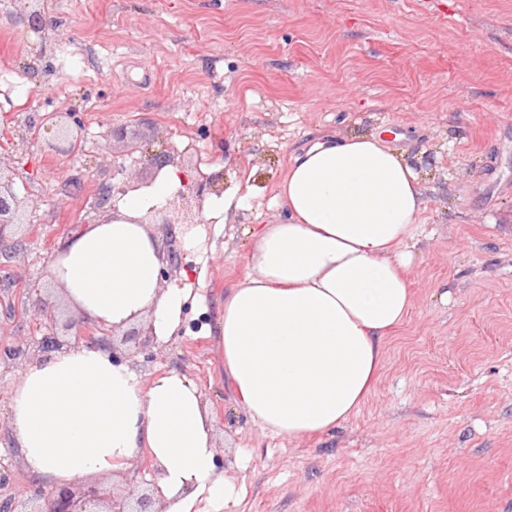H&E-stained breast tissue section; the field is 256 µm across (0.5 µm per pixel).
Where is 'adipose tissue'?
Instances as JSON below:
<instances>
[{
	"label": "adipose tissue",
	"mask_w": 512,
	"mask_h": 512,
	"mask_svg": "<svg viewBox=\"0 0 512 512\" xmlns=\"http://www.w3.org/2000/svg\"><path fill=\"white\" fill-rule=\"evenodd\" d=\"M181 185L166 167L108 218L59 240L47 276L74 312L107 329L148 320L161 343L176 334L189 291L163 287L167 251L148 218ZM278 198L288 218L256 229L249 274L216 308V339L254 423L289 438L325 435L367 401L389 335L410 311L406 245L422 232L424 191L381 138L322 136L293 156ZM8 428L0 455L47 490L127 470L144 454L165 512L240 496L215 468L196 382L173 369L141 384L99 346L73 343L28 364Z\"/></svg>",
	"instance_id": "obj_1"
}]
</instances>
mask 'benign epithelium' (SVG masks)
Instances as JSON below:
<instances>
[{
    "label": "benign epithelium",
    "instance_id": "obj_1",
    "mask_svg": "<svg viewBox=\"0 0 512 512\" xmlns=\"http://www.w3.org/2000/svg\"><path fill=\"white\" fill-rule=\"evenodd\" d=\"M38 128L45 129L52 135L49 146L52 150L67 154L81 139L83 123L75 112L47 113L39 121H31ZM172 152H162L152 158L154 169L148 179H137L132 175V167L136 160L132 154L112 156V176H121L118 182L103 186L106 194H112V202H117L129 192L146 187L156 179L159 171L174 162ZM221 178L220 174L205 177L203 175L183 183V189L177 197L187 196L191 206L197 211H203L206 188ZM19 201L14 188V179L0 168V247L15 236L14 226L18 220ZM126 339L138 345L139 349H147L156 345L152 327L141 324L125 333ZM30 343L21 337L0 344V368H12L20 361L28 358ZM151 493L135 496V491L104 493L94 488L89 494L77 497L69 488L47 493L41 489L8 496L0 499V512H163V508L151 509L152 504L161 501L162 495L158 485L150 483Z\"/></svg>",
    "mask_w": 512,
    "mask_h": 512
}]
</instances>
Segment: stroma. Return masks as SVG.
Listing matches in <instances>:
<instances>
[{
  "instance_id": "1",
  "label": "stroma",
  "mask_w": 512,
  "mask_h": 512,
  "mask_svg": "<svg viewBox=\"0 0 512 512\" xmlns=\"http://www.w3.org/2000/svg\"><path fill=\"white\" fill-rule=\"evenodd\" d=\"M0 0V165L24 215L8 297H58L46 277L60 237L104 219L112 157L180 150L187 177L223 172L246 197L202 220L176 335L141 383L176 368L199 385L215 463L241 490L222 512H512V0ZM75 112L69 154L27 127ZM122 126L128 139L113 138ZM386 135L424 190L409 246L412 307L376 387L329 434L254 424L224 375L213 310L248 273L253 228L286 211L276 188L316 136ZM84 173L80 187L69 179Z\"/></svg>"
}]
</instances>
